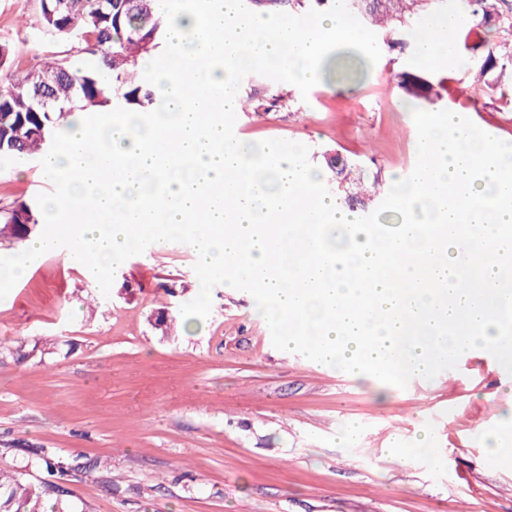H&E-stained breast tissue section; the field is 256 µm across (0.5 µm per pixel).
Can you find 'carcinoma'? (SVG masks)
I'll return each instance as SVG.
<instances>
[{"instance_id":"obj_1","label":"carcinoma","mask_w":512,"mask_h":512,"mask_svg":"<svg viewBox=\"0 0 512 512\" xmlns=\"http://www.w3.org/2000/svg\"><path fill=\"white\" fill-rule=\"evenodd\" d=\"M75 8L57 9V0H40L39 23L43 33L60 49L45 57L39 67L28 70L0 86V157L21 159L46 152L54 133L61 130L72 113V105L82 111L117 107L147 113L162 101L154 86L146 82L140 62L157 54L165 43L166 18L159 0H72ZM334 0H245L260 14L284 12L304 14L310 9L325 11ZM348 9L361 22L378 32L388 51L414 52L424 21L437 17L447 0H346ZM454 15L465 20L461 27L467 52L468 72L477 81L498 87L512 81V0H468ZM84 55L97 59L94 69H81L77 61ZM58 73L48 87L54 106L48 110L33 104L36 81L33 74L44 69ZM367 64L345 54L324 60L322 78L355 82ZM398 87L411 100H430L431 84L418 76L403 74ZM286 94L275 91L252 96L242 106L257 114L283 107ZM323 166L336 185V196L351 209L361 211L378 203L376 191L382 179L372 182L355 173L343 155L323 153ZM44 221L34 200H22L0 208V237L27 239ZM66 491L52 481L33 484L20 477L0 474V512H43L45 500L55 499L58 512H68L62 496Z\"/></svg>"}]
</instances>
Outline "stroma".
Segmentation results:
<instances>
[{"mask_svg": "<svg viewBox=\"0 0 512 512\" xmlns=\"http://www.w3.org/2000/svg\"><path fill=\"white\" fill-rule=\"evenodd\" d=\"M38 13V0H0V41L15 49L0 76L54 51ZM403 72L439 98H404ZM284 89L288 109L237 111L239 140L333 148L385 180L416 163L415 107L466 113L512 143V87L486 88L445 58L385 52L359 83ZM44 180L39 159L0 160V208ZM195 263L192 246L168 243L123 262L106 295L61 255L0 278L1 473L53 479L76 512H512V460L486 444L493 433L512 448L500 415L512 375L492 354L466 351L453 382L360 378L274 348L246 292L216 285L209 317L183 318L200 290ZM351 423L357 436L339 443ZM422 436L429 451L414 448ZM37 453L53 471L31 466Z\"/></svg>", "mask_w": 512, "mask_h": 512, "instance_id": "obj_1", "label": "stroma"}]
</instances>
